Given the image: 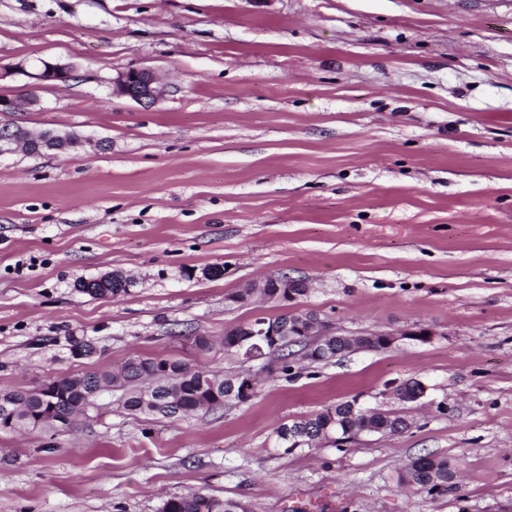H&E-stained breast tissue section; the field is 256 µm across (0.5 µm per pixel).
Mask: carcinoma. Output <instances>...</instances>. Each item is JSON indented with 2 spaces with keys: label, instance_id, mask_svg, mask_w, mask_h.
<instances>
[{
  "label": "carcinoma",
  "instance_id": "cac0c4a2",
  "mask_svg": "<svg viewBox=\"0 0 512 512\" xmlns=\"http://www.w3.org/2000/svg\"><path fill=\"white\" fill-rule=\"evenodd\" d=\"M253 342V337L239 336L234 328L224 331L222 340L224 352L227 354H237L240 349L249 347ZM303 350L312 362L329 361L349 353L341 336L321 341L298 337L289 340L286 348L275 355L268 348L264 350L263 356L270 364L267 375H289L293 370V356ZM122 369L126 370V382L120 390V400L122 407L132 414L144 413L141 408L143 391L154 385L157 372L161 369L167 371L172 384L155 385V389L171 398L172 405L181 410L183 415L188 412L215 411L233 402L244 403L252 397L250 393H242L239 386V378L250 375L248 371L225 374L223 379L207 385L204 389L200 377L190 373L188 363L176 358L131 357L124 362ZM1 396L18 402L29 415L30 425L33 420L48 412L64 421L72 414L75 405L85 399L84 394L74 388L68 377L48 380L47 388L39 393L32 389L10 390L0 391ZM290 426L311 432L307 440L312 443L321 435L330 437V441L334 443L338 434L343 436L348 433H369L373 430L381 436L401 434L409 429L410 423L396 412L365 410L353 399L296 419L289 425H280L276 429L277 445H288L286 432ZM454 477L455 466L452 461L445 455L432 454L410 458L398 472L397 482L434 495L447 491L448 484ZM161 512H253V507L243 500L194 492L166 500Z\"/></svg>",
  "mask_w": 512,
  "mask_h": 512
}]
</instances>
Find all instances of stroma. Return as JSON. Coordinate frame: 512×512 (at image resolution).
<instances>
[{"mask_svg": "<svg viewBox=\"0 0 512 512\" xmlns=\"http://www.w3.org/2000/svg\"><path fill=\"white\" fill-rule=\"evenodd\" d=\"M43 60L74 80L16 72ZM0 67L22 102L0 124L79 140L0 153V390L137 355L246 369L225 329L285 307L229 296L280 273L310 286L292 309L398 337L214 412L133 415L111 392L64 431H0V512H160L192 492L512 512V0H0ZM132 68L162 77L161 100L112 96ZM115 271L126 293L76 288ZM417 324L428 342L405 338ZM72 336L96 355L72 357ZM409 379L425 398H396ZM351 399L411 426L275 447L281 424ZM427 453L461 470L435 497L396 481ZM24 75L33 79L36 85H54L57 83H67L73 77L72 66L60 63L43 61L41 67L35 72L21 71Z\"/></svg>", "mask_w": 512, "mask_h": 512, "instance_id": "stroma-1", "label": "stroma"}]
</instances>
